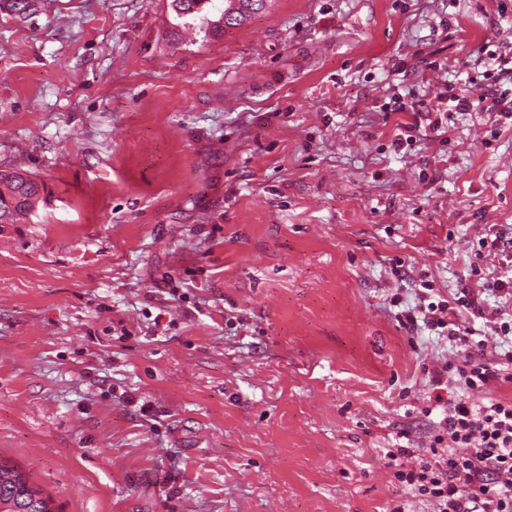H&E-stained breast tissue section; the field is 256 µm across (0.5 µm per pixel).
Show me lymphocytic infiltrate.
<instances>
[{
	"instance_id": "obj_1",
	"label": "lymphocytic infiltrate",
	"mask_w": 512,
	"mask_h": 512,
	"mask_svg": "<svg viewBox=\"0 0 512 512\" xmlns=\"http://www.w3.org/2000/svg\"><path fill=\"white\" fill-rule=\"evenodd\" d=\"M512 114L502 98L470 99L464 94L440 95L422 114L428 129L440 131L451 112ZM512 299V254L504 253L502 273L485 280L480 290L464 288L447 298H434L433 286L421 281L414 309L402 321L406 329L424 324L464 353L434 367L431 398L442 419L428 446L401 445L385 457L393 483L406 493L390 512H407L406 498L429 503L433 512H512V398L490 399L479 405L472 393L486 391L491 381L512 383V312L499 305L486 308L484 294ZM471 313L490 323L500 343L495 358L484 356V341L470 340L461 317Z\"/></svg>"
}]
</instances>
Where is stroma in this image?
I'll return each mask as SVG.
<instances>
[{
	"label": "stroma",
	"mask_w": 512,
	"mask_h": 512,
	"mask_svg": "<svg viewBox=\"0 0 512 512\" xmlns=\"http://www.w3.org/2000/svg\"><path fill=\"white\" fill-rule=\"evenodd\" d=\"M512 0H270L183 27L171 0L0 12V464L52 512H388L383 449L430 442L447 338L416 303L500 271ZM503 100L504 96L502 95L500 97H493L490 100H487V97H485L484 99L482 98L475 101L464 94H442L437 97L431 105L426 107L425 112H418V114L422 115L421 118L423 121L428 122V129L433 132H438L444 128L442 126L441 115L448 118V112H500L501 115H506L511 119L512 100L506 103H504ZM507 104H511V106L507 107ZM10 172H0V224L19 223L22 218L31 216L42 201L41 186L36 180L25 179L19 170Z\"/></svg>",
	"instance_id": "stroma-1"
}]
</instances>
